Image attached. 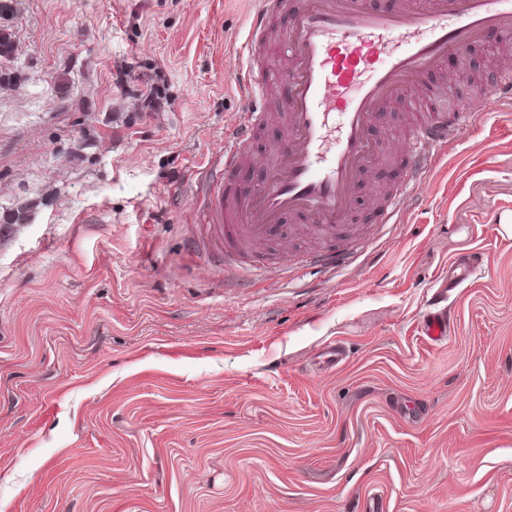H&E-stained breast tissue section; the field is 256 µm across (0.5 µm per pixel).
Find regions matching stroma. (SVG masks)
<instances>
[{
  "label": "stroma",
  "mask_w": 512,
  "mask_h": 512,
  "mask_svg": "<svg viewBox=\"0 0 512 512\" xmlns=\"http://www.w3.org/2000/svg\"><path fill=\"white\" fill-rule=\"evenodd\" d=\"M257 6L0 0V512H512V235L490 221L512 213V101L449 143L399 223L374 205L416 96L482 93L512 39L386 107L355 264L304 263L336 237L288 217L256 272L210 247L196 187ZM285 135L263 125L234 191ZM473 250L487 263L447 288ZM450 319V312L446 307L428 313L423 320V336L432 343H441L445 341L448 336Z\"/></svg>",
  "instance_id": "1"
}]
</instances>
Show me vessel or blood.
I'll list each match as a JSON object with an SVG mask.
<instances>
[{
  "instance_id": "obj_1",
  "label": "vessel or blood",
  "mask_w": 512,
  "mask_h": 512,
  "mask_svg": "<svg viewBox=\"0 0 512 512\" xmlns=\"http://www.w3.org/2000/svg\"><path fill=\"white\" fill-rule=\"evenodd\" d=\"M284 10L286 32L271 35L272 15ZM510 36L512 0H404L394 11L375 9L366 0H300L293 10L288 0H259L249 21L246 61L235 75L242 108L224 129L216 164L232 179L268 119L264 62L269 58L288 62L276 74L287 136L268 160V179L256 190L232 196L221 184H210L207 224L229 235L241 225L255 240L287 216L318 230L345 224L357 187L379 152L369 130L384 106L449 54ZM504 94L512 96L511 82L484 91L482 111L468 101L451 108L433 103L417 117L407 145L411 160L401 183L378 202L379 223H396L449 140L481 123ZM354 254L347 238L338 249L312 253L310 261L332 271ZM450 319L444 308L428 313L423 336L445 341Z\"/></svg>"
}]
</instances>
